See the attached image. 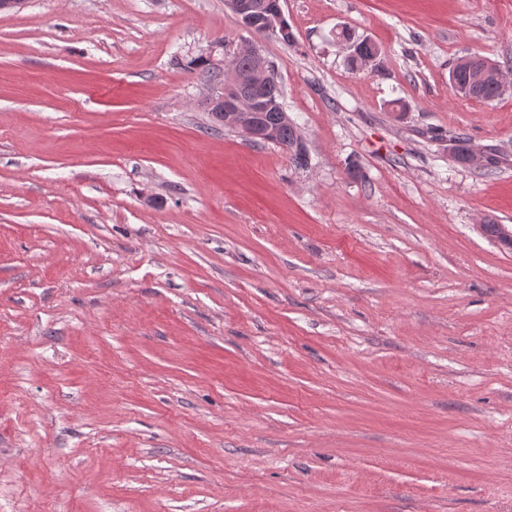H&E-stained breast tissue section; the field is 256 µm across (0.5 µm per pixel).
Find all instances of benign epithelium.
Instances as JSON below:
<instances>
[{"instance_id": "obj_1", "label": "benign epithelium", "mask_w": 512, "mask_h": 512, "mask_svg": "<svg viewBox=\"0 0 512 512\" xmlns=\"http://www.w3.org/2000/svg\"><path fill=\"white\" fill-rule=\"evenodd\" d=\"M225 6L238 19L243 29L263 32L279 39L287 34L280 0H225ZM239 54L249 58L242 69L232 65L224 71V84L212 91L211 99L224 108V121L251 140L271 142L278 128L258 119V111L269 106L265 91L276 76V68L258 46L248 44Z\"/></svg>"}]
</instances>
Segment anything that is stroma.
I'll return each instance as SVG.
<instances>
[{
    "instance_id": "stroma-1",
    "label": "stroma",
    "mask_w": 512,
    "mask_h": 512,
    "mask_svg": "<svg viewBox=\"0 0 512 512\" xmlns=\"http://www.w3.org/2000/svg\"><path fill=\"white\" fill-rule=\"evenodd\" d=\"M281 5L304 167L206 110L224 0L0 11V512H512V0ZM336 35L343 39L346 42L351 43V45H356L355 54L351 55L349 58V63L352 68H357L360 66H365L366 58L368 57H377L380 53L379 48L375 43L367 39H356L354 40L353 33L347 27L342 28L336 32ZM357 49V50H356ZM505 91L504 81H499L494 77L487 78L475 90L470 92L469 96H461L464 99H472L482 102H493L499 99Z\"/></svg>"
}]
</instances>
